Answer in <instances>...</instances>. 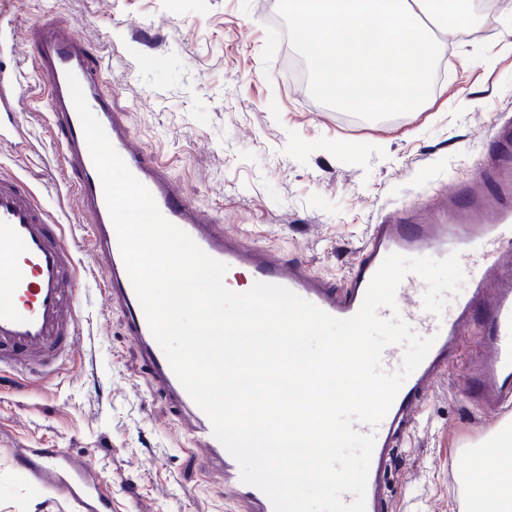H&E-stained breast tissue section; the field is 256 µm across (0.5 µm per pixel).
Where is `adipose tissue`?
<instances>
[{"label":"adipose tissue","instance_id":"obj_1","mask_svg":"<svg viewBox=\"0 0 512 512\" xmlns=\"http://www.w3.org/2000/svg\"><path fill=\"white\" fill-rule=\"evenodd\" d=\"M494 451L479 455L477 467L469 479V493L474 512H512V433L496 438Z\"/></svg>","mask_w":512,"mask_h":512}]
</instances>
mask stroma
<instances>
[{"label": "stroma", "instance_id": "obj_1", "mask_svg": "<svg viewBox=\"0 0 512 512\" xmlns=\"http://www.w3.org/2000/svg\"><path fill=\"white\" fill-rule=\"evenodd\" d=\"M277 0H0V72L21 71L27 145H0V179L16 180L63 224L77 257L80 341L54 374L0 377V512H47L19 448H57L94 466L106 512H248L223 474L186 448L189 422L158 391L99 291L105 270L76 226L45 78L29 62L36 21L76 28L101 58L105 88L143 149L164 162L193 205L257 247L344 286L372 224L454 182L471 181L493 146L490 124L512 114V44L474 25L450 43L437 92L419 110L366 120L313 99L288 71ZM477 323L424 399L393 466L384 512H462L453 474L474 468L498 423L474 399Z\"/></svg>", "mask_w": 512, "mask_h": 512}]
</instances>
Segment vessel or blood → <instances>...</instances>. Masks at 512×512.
Wrapping results in <instances>:
<instances>
[{"label":"vessel or blood","instance_id":"obj_1","mask_svg":"<svg viewBox=\"0 0 512 512\" xmlns=\"http://www.w3.org/2000/svg\"><path fill=\"white\" fill-rule=\"evenodd\" d=\"M31 53L48 86L49 112L63 138L64 161L72 175L81 213L92 226L91 247L107 270L104 296L119 304L127 334L141 350L145 366L159 390L192 421V451L224 475V492L250 512H273L269 498L244 484L240 468L212 431L209 417L196 405L155 341L123 263L102 181L96 171L83 127L71 99L67 76L75 74L89 108L102 124L128 170L151 192L160 212L187 232L208 255L230 270L243 269L251 281L277 284L332 316L358 312L367 287L385 258L430 249L438 257L457 251L468 255L471 288L451 299L443 315L425 310L421 278L407 274L396 293L395 309L420 336L435 342L421 365L405 380L374 433L366 489V512H381L388 489L390 462L406 432L411 413L460 348L462 333L480 315L482 348L470 372L475 394L498 421H512V125L500 128L497 149L480 167L474 181L455 184L421 206L406 205L374 224L369 242L351 268L347 283L336 288L313 275L300 262L279 257L225 232L222 222L203 214L186 200L168 176L165 164L147 158L112 108L103 88L99 59L73 29L51 21L32 26ZM77 262L60 241L33 196L13 182L0 180V370L26 375L35 365L61 367L80 340L73 314ZM19 460L35 485L65 495L81 512H101L106 491L92 466L76 465L55 448H32Z\"/></svg>","mask_w":512,"mask_h":512}]
</instances>
